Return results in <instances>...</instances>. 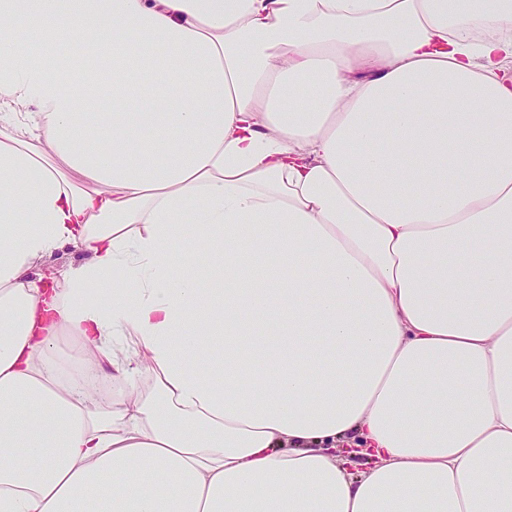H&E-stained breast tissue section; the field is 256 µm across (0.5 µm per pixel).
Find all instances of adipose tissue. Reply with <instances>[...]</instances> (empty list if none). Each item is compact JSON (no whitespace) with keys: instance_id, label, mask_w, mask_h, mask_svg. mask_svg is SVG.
<instances>
[{"instance_id":"ef3b65f1","label":"adipose tissue","mask_w":512,"mask_h":512,"mask_svg":"<svg viewBox=\"0 0 512 512\" xmlns=\"http://www.w3.org/2000/svg\"><path fill=\"white\" fill-rule=\"evenodd\" d=\"M0 512H512V0H0ZM86 260L87 255L83 252L71 246H67L55 252L51 258L41 262L36 271L42 275H50L57 268L69 265L77 266L84 263Z\"/></svg>"}]
</instances>
